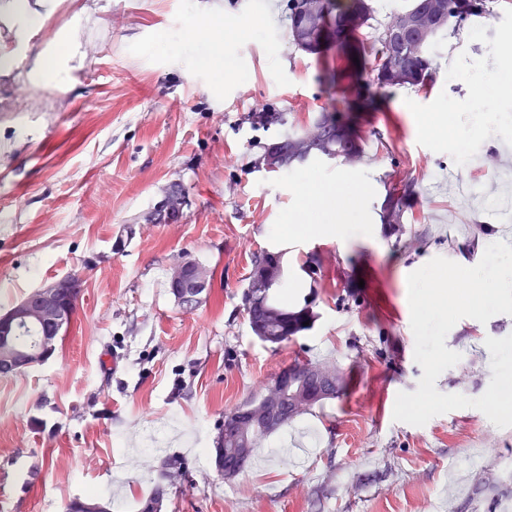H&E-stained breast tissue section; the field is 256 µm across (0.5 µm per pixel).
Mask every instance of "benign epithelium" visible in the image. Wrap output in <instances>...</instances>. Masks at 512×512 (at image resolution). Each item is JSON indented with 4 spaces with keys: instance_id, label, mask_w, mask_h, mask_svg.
Instances as JSON below:
<instances>
[{
    "instance_id": "obj_1",
    "label": "benign epithelium",
    "mask_w": 512,
    "mask_h": 512,
    "mask_svg": "<svg viewBox=\"0 0 512 512\" xmlns=\"http://www.w3.org/2000/svg\"><path fill=\"white\" fill-rule=\"evenodd\" d=\"M299 13L305 16H320L325 13L324 0H296ZM394 29H417L426 31L431 26V16L413 19L402 14L393 22ZM185 205L182 195H170L162 201L160 218L175 223L181 217ZM212 278L211 270L188 260L180 261L170 268L169 284L175 291L176 301L191 307ZM80 279L74 275L64 276L50 284L31 291L22 301L0 315V365L12 371H21L48 361L55 353L57 336L64 329L73 306L80 294ZM33 324L39 330L38 345L34 349H21L16 337L24 327ZM289 371L283 370L269 382L263 384L262 392L275 397L285 385Z\"/></svg>"
}]
</instances>
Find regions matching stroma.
Masks as SVG:
<instances>
[{"label": "stroma", "instance_id": "1", "mask_svg": "<svg viewBox=\"0 0 512 512\" xmlns=\"http://www.w3.org/2000/svg\"><path fill=\"white\" fill-rule=\"evenodd\" d=\"M0 0V313L42 284L78 276L81 292L54 356L0 377V512H64L98 492L112 512H138L169 459L167 512H501L512 503V427L456 409L415 426L394 421L414 360L407 278L441 256L480 262L505 240L500 219L459 203L468 169L496 196L512 184L482 169L512 151V0L441 40L432 85L400 88L363 111L327 89L334 67L288 42L287 0H29L36 28ZM223 28L220 65L202 33ZM68 55L55 81L29 79L36 54ZM349 110L365 138L355 166L315 160L273 173L269 142L322 107ZM408 178L401 231L381 214L394 178ZM338 186L374 233L344 243L322 224L306 186ZM173 190L178 223L152 218ZM282 250L315 313L311 330L274 348L251 332L242 300L255 254ZM189 258L213 276L183 310L167 282ZM512 315L459 320L445 345L460 362L436 381L471 398L492 371L487 337ZM336 367L342 393L257 448L250 468L220 476L213 448L224 413L284 364Z\"/></svg>", "mask_w": 512, "mask_h": 512}]
</instances>
